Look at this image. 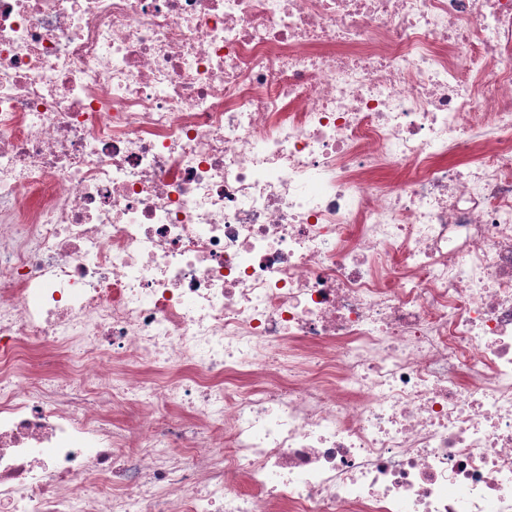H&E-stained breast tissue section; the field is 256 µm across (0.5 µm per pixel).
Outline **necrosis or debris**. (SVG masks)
<instances>
[{"mask_svg":"<svg viewBox=\"0 0 512 512\" xmlns=\"http://www.w3.org/2000/svg\"><path fill=\"white\" fill-rule=\"evenodd\" d=\"M0 512H512V0H0Z\"/></svg>","mask_w":512,"mask_h":512,"instance_id":"necrosis-or-debris-1","label":"necrosis or debris"}]
</instances>
